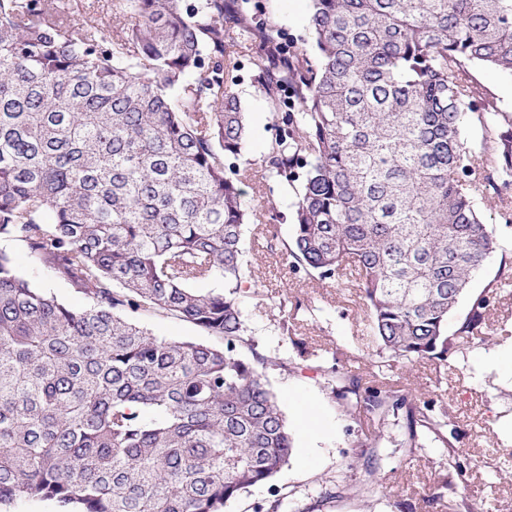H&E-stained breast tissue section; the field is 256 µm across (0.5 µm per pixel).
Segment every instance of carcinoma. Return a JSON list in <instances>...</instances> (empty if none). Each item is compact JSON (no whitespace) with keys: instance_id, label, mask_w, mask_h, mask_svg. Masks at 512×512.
<instances>
[{"instance_id":"carcinoma-1","label":"carcinoma","mask_w":512,"mask_h":512,"mask_svg":"<svg viewBox=\"0 0 512 512\" xmlns=\"http://www.w3.org/2000/svg\"><path fill=\"white\" fill-rule=\"evenodd\" d=\"M0 0V239L86 300L34 287L0 250V505L59 512H224L270 482L293 438L245 338L246 198L296 189L295 270L358 291L378 354L439 365L485 320L448 316L497 249L478 199L512 186V115L470 65L512 76V0H310V42L252 0ZM271 141L240 166L239 57ZM483 132L468 143L465 121ZM213 282L206 291L197 283ZM196 326L158 337L135 315ZM348 407L457 449L426 397L341 387Z\"/></svg>"}]
</instances>
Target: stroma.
I'll return each instance as SVG.
<instances>
[{"mask_svg": "<svg viewBox=\"0 0 512 512\" xmlns=\"http://www.w3.org/2000/svg\"><path fill=\"white\" fill-rule=\"evenodd\" d=\"M282 35H307L309 0H261ZM234 87L247 112L249 138L241 163L257 162L271 137L262 93L250 79L247 58H240ZM471 82L499 111L512 113V79L471 66ZM270 191L252 196L258 208H275V248L251 251L256 286L243 300L247 337L271 359L265 371L295 439V452L273 482L250 487L229 502L225 512H270L282 498L281 512H512V473L501 464L512 457V287L491 289L501 264L512 267V223L500 213L512 208V195L485 198L479 206L492 224L496 251L475 273L469 293L448 320L456 332L477 296L489 294L485 322L461 340L447 365L428 360L403 364L379 355L355 289L322 284L294 271L283 245L293 235L292 187L269 180ZM20 274L65 305L84 307V297L11 241L0 240ZM291 333L283 335L281 323ZM361 388H393L426 394L435 414H448L446 441L422 437L405 446L406 422L386 424L367 411L347 413L335 396L345 377ZM460 448L449 462V447ZM374 471L381 488H366Z\"/></svg>", "mask_w": 512, "mask_h": 512, "instance_id": "stroma-1", "label": "stroma"}]
</instances>
